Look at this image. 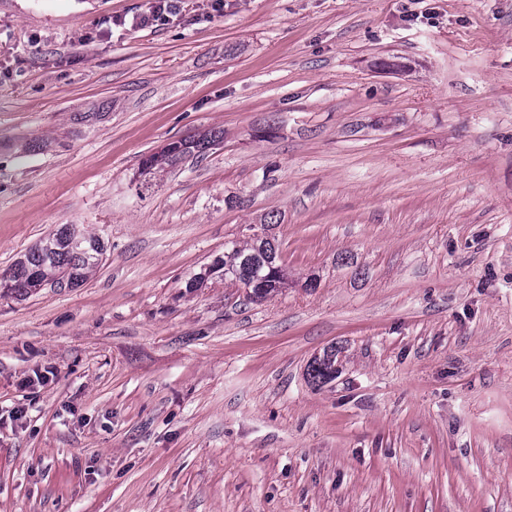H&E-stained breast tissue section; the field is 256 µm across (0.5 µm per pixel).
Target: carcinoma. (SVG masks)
<instances>
[{
    "mask_svg": "<svg viewBox=\"0 0 512 512\" xmlns=\"http://www.w3.org/2000/svg\"><path fill=\"white\" fill-rule=\"evenodd\" d=\"M221 135L209 131L170 142L160 152L142 160L143 170L173 167L183 160L204 154ZM105 254L103 241L79 224H62L21 254L0 281L17 296H26L45 284L81 286L100 264ZM226 279L248 288V298L262 301L285 287L287 273L277 251L266 237L251 238L243 245H224V256L212 261L203 273L187 282L188 288H200L210 279ZM336 374V352L330 350L310 364L313 383L322 384Z\"/></svg>",
    "mask_w": 512,
    "mask_h": 512,
    "instance_id": "obj_1",
    "label": "carcinoma"
}]
</instances>
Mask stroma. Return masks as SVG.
<instances>
[{"label": "stroma", "mask_w": 512, "mask_h": 512, "mask_svg": "<svg viewBox=\"0 0 512 512\" xmlns=\"http://www.w3.org/2000/svg\"><path fill=\"white\" fill-rule=\"evenodd\" d=\"M149 6L0 0V271L60 224L106 246L0 293V512H512V0L103 33ZM262 230L287 288H187ZM221 135L216 131H209L202 135L190 136L170 142L160 152L152 154L142 160L144 171L151 173L153 169L164 166H176L188 157L204 154L209 146L219 141ZM336 352L327 351L323 357L310 364L309 376L313 383L322 384L330 380L336 374Z\"/></svg>", "instance_id": "35a3bbf8"}]
</instances>
